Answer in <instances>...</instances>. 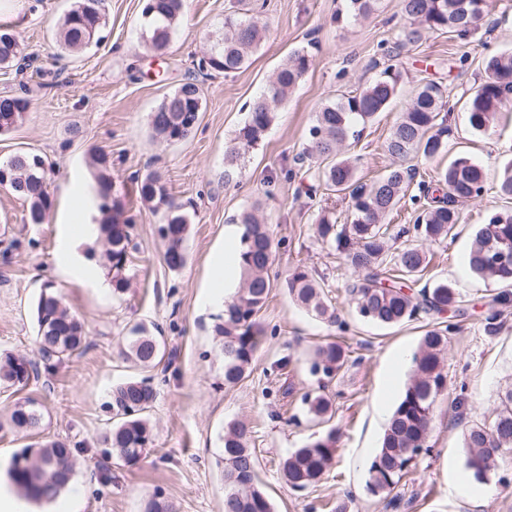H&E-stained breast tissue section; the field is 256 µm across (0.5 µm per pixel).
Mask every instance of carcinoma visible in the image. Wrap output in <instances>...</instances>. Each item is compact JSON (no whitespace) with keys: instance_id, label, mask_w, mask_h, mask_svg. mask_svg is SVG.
Returning a JSON list of instances; mask_svg holds the SVG:
<instances>
[{"instance_id":"1","label":"carcinoma","mask_w":512,"mask_h":512,"mask_svg":"<svg viewBox=\"0 0 512 512\" xmlns=\"http://www.w3.org/2000/svg\"><path fill=\"white\" fill-rule=\"evenodd\" d=\"M379 0H344L335 19L357 21L377 10ZM491 8L489 0H402V10L409 22L395 48L418 41L425 33H448L460 39L468 36ZM184 0H145L143 6L146 45L155 53L165 52L183 14ZM105 0H73L58 27L60 45L76 52L101 40L105 25ZM267 23L251 16L235 14L224 17L222 32L211 40L210 48L198 63L201 72L226 75L243 69L259 47ZM20 41L16 32L0 29V65L19 61ZM310 49L293 51L277 68L267 89L249 104L243 124L227 146L225 175L236 172L239 162L256 149L275 121L280 105L299 84L312 66ZM485 79L466 100L467 121L471 130L486 133L497 113L512 94V54H498L485 62ZM398 91V74L389 65L379 76L352 94L343 95L316 113L308 130V140L300 159L323 163L321 177L326 189L343 197L348 216L344 224L336 215L323 210L318 215L315 233L319 240L334 247L343 263L356 274L347 285L358 316L368 322L395 326L406 321L461 312L463 298L446 281L424 278L431 261L429 247L448 239L462 221L456 206L460 201L482 197L485 190L484 169L466 155L456 157L438 174L445 192L434 195L432 186L417 182L416 194H408L414 183V169L405 166L411 158H432L448 148V112L441 86L428 82L420 87L400 120L389 133L385 150L391 159L384 173L366 183L356 173L355 164L338 157L339 146L359 141L361 132L385 111ZM31 102L22 96L0 98V113L15 112L23 120ZM203 90L196 79L182 83L166 95L150 116L153 136L167 144L188 140L197 125L187 123L194 113L202 112ZM96 172L93 196L104 198L99 211L110 212L109 221L98 225L104 243L103 258L111 274L113 292L127 290L126 269L133 249L129 220H119L121 203L112 180V160L104 152L92 156ZM50 163L32 152H19L0 161V171L7 174L0 187L23 200L25 221L43 224L52 207L48 191ZM140 201L162 213L163 223L157 234L164 242L163 261L171 271L187 263L185 241L190 220L166 181L156 173L136 178ZM497 193L512 199V163L500 175ZM409 199L419 213L413 224V240L391 251L386 219L401 203ZM233 221L242 225L238 248L241 286L224 302V314L213 325L221 337L224 353V385L235 386L249 374L264 336L258 314L274 287L269 271L274 262V244L269 225L255 210L244 209ZM467 264L482 278H491L502 286L492 298L496 310L485 318L484 330L495 335L500 329V312L512 307V211H500L489 217L475 233ZM423 283L419 291L411 286ZM288 294L322 322L336 323L335 309L326 303L322 289L303 265L295 266L285 280ZM37 344L41 362L26 356L0 357V381L26 386L40 377V370L50 371L65 358L87 348V334L81 322L66 307L63 297L45 289L36 305ZM456 325L434 326L425 331L411 358L412 376L396 404L385 429L381 446L371 461L366 491L373 497L389 496L415 461V454L428 450L433 411L437 398L447 388L444 356L449 336ZM127 357L143 369L153 368L162 360L158 337L137 324L130 329ZM349 356L345 348L329 342L315 352L311 372L332 379L346 367ZM157 391L146 379L130 378L112 390L111 410L118 422L101 440L102 453L116 455L127 463L135 462L154 445V434L147 418ZM494 419L486 423L468 419L462 430L465 467L478 483L490 481L498 469L503 452L512 450V385L500 396ZM308 411L319 419L333 416L332 403L326 397L307 395ZM41 421L39 405L26 399L14 405L0 430L27 433ZM252 426L238 420L227 426L223 438L224 512H274L269 497L258 487L256 456L250 441ZM338 431H327L300 448L287 453L282 461L285 482L293 490H304L321 481L336 454ZM9 475L26 498L40 501L66 489L74 475L71 444L55 439L37 448L28 446L12 458Z\"/></svg>"}]
</instances>
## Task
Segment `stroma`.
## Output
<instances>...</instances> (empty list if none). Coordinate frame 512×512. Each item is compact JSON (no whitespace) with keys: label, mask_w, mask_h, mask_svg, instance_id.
Listing matches in <instances>:
<instances>
[{"label":"stroma","mask_w":512,"mask_h":512,"mask_svg":"<svg viewBox=\"0 0 512 512\" xmlns=\"http://www.w3.org/2000/svg\"><path fill=\"white\" fill-rule=\"evenodd\" d=\"M234 2L185 0L182 20L159 55L143 44V0H107L103 41L63 56L54 31L72 0H0V25L21 32L25 44L19 66L0 67V96L31 101L24 123L0 136V159L33 149L53 163L46 223H24L25 203L0 189V356L37 358L35 309L48 283L84 323L89 341L85 352L39 381L24 387L0 382V418L28 398L38 401L42 414L39 429L28 436L0 432V484L10 483L16 451L59 438L77 446L73 482L88 487L81 512H145L157 494L174 512H224L222 436L229 423L245 418L254 426L258 478L275 512H330L341 498L348 500L349 512H512V452L503 454L490 494L481 497L454 493L448 468L449 458H464L456 398L466 397L472 417L488 421L499 404L500 386L512 381V309L501 314L498 334L485 335L483 322L498 286L465 264L475 232L506 208L495 186L504 164L512 161V104L486 134L470 129L464 111L485 75L487 57L512 53V0H494V11L467 38L427 33L394 59L386 51L407 24L401 0H380L368 18L343 23L334 19L340 0H266L268 31L247 68L228 76L199 75L196 64ZM310 42L315 45L311 68L261 145L233 180H225V150L245 119L246 103L267 87L292 51ZM390 64L400 74L396 97L360 141L345 148L358 159L359 177L369 181L383 172L386 138L415 91L429 81L440 84L451 108L449 150L413 159L412 167L428 180L464 154L486 173L483 196L460 203L462 222L453 237L430 248V277L457 288L465 314L457 318L448 344V383L435 404L431 451L402 479L391 505L365 492V466L387 425L379 409L393 411L400 398L392 381H408L411 374L399 356L416 348L425 322L382 328L355 316L345 291L353 273L314 233L321 208L335 199L321 184L317 163L298 159L316 112L338 94L361 89ZM191 76L204 92L197 130L181 143L157 142L148 125L150 112ZM96 151L111 157L124 215L132 223L129 287L121 295L60 270L67 239L93 230L89 159ZM286 167L294 170L292 179H284ZM150 170L163 173L190 216L187 264L177 272L163 263L156 234L162 216L141 204L132 181ZM256 203L273 232L274 273L282 277L289 267L304 265L335 305L338 323L331 327L316 320L286 288H273L259 314L266 341L249 376L228 387L221 342L212 331L224 309L209 300L213 257L226 248L224 229L231 216ZM138 323L165 343L161 363L145 371L123 356L128 331ZM329 341L348 350L349 362L322 385L309 371L310 358L316 346ZM131 377L150 380L157 399L149 412L154 445L127 463L103 455L97 440L112 425L113 386ZM317 390L333 402L330 422L314 419L302 401L306 392ZM331 425L340 430L331 468L316 486L290 489L281 477V460ZM105 474L111 484H102Z\"/></svg>","instance_id":"stroma-1"}]
</instances>
